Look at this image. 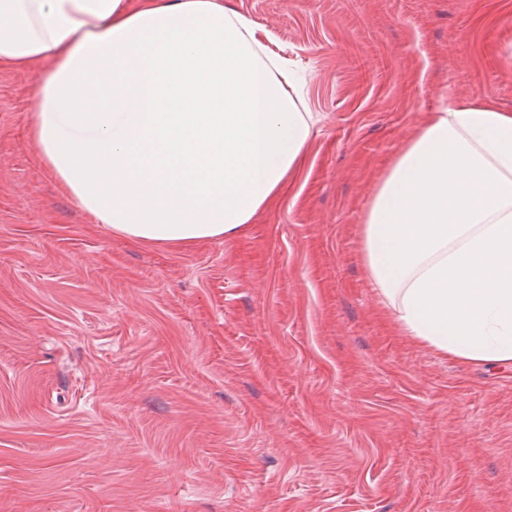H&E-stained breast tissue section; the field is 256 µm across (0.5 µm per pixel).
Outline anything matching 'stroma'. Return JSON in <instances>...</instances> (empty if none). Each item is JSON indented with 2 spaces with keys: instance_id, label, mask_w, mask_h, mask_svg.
Listing matches in <instances>:
<instances>
[{
  "instance_id": "35a3bbf8",
  "label": "stroma",
  "mask_w": 512,
  "mask_h": 512,
  "mask_svg": "<svg viewBox=\"0 0 512 512\" xmlns=\"http://www.w3.org/2000/svg\"><path fill=\"white\" fill-rule=\"evenodd\" d=\"M303 76L301 169L234 238L93 223L0 70V512H512V367L402 334L376 183L427 115L512 113V0H224Z\"/></svg>"
}]
</instances>
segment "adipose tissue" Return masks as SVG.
Instances as JSON below:
<instances>
[{
    "label": "adipose tissue",
    "instance_id": "ef3b65f1",
    "mask_svg": "<svg viewBox=\"0 0 512 512\" xmlns=\"http://www.w3.org/2000/svg\"><path fill=\"white\" fill-rule=\"evenodd\" d=\"M34 63L40 161L95 223L138 242L236 237L315 125L224 0H0V68ZM362 243L403 333L512 365V113L462 101L429 115L378 183Z\"/></svg>",
    "mask_w": 512,
    "mask_h": 512
}]
</instances>
